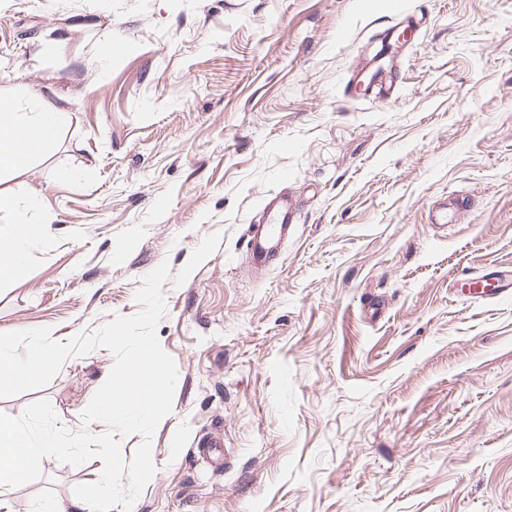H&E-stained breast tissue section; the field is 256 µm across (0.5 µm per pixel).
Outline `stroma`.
Segmentation results:
<instances>
[{"label":"stroma","instance_id":"1","mask_svg":"<svg viewBox=\"0 0 512 512\" xmlns=\"http://www.w3.org/2000/svg\"><path fill=\"white\" fill-rule=\"evenodd\" d=\"M401 13L397 99L347 98ZM0 81L70 115L0 174L20 205L0 225L40 227L0 330L64 343L133 316L144 276L219 238L162 287L178 380L134 512H512V298L459 288L512 268V0H0ZM282 190L297 222L255 265ZM453 196L467 210L430 223ZM113 365L70 358L0 413L45 400L103 433L81 414ZM102 470L44 458L6 512L93 498ZM295 206L287 192L266 195L258 213V224H250L245 239L246 250L258 266L274 256L276 249L287 238L295 224Z\"/></svg>","mask_w":512,"mask_h":512}]
</instances>
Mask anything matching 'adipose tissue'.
Instances as JSON below:
<instances>
[{"label":"adipose tissue","mask_w":512,"mask_h":512,"mask_svg":"<svg viewBox=\"0 0 512 512\" xmlns=\"http://www.w3.org/2000/svg\"><path fill=\"white\" fill-rule=\"evenodd\" d=\"M12 86L0 85V172L12 168L20 158L14 141L16 135L35 137L40 150H49L57 132L67 123V113L47 106L37 112L20 111Z\"/></svg>","instance_id":"1"}]
</instances>
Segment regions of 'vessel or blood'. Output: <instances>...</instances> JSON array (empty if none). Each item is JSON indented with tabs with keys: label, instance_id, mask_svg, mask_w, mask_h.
<instances>
[{
	"label": "vessel or blood",
	"instance_id": "b4317fda",
	"mask_svg": "<svg viewBox=\"0 0 512 512\" xmlns=\"http://www.w3.org/2000/svg\"><path fill=\"white\" fill-rule=\"evenodd\" d=\"M399 83L398 69L389 71H373L362 68L348 78L344 88L345 94L355 90H363L374 97L394 100ZM295 206L286 192H278L263 198L259 218L256 224L250 225L245 239L246 250L256 265H265L288 237L292 224L295 222ZM479 293L486 298L504 299L512 297V275H494L479 281Z\"/></svg>",
	"mask_w": 512,
	"mask_h": 512
}]
</instances>
